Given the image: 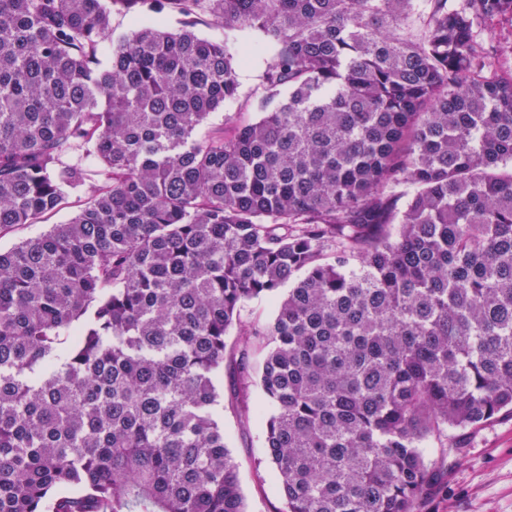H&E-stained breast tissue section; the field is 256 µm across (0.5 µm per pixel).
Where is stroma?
Returning a JSON list of instances; mask_svg holds the SVG:
<instances>
[{
  "mask_svg": "<svg viewBox=\"0 0 512 512\" xmlns=\"http://www.w3.org/2000/svg\"><path fill=\"white\" fill-rule=\"evenodd\" d=\"M238 81V99L211 114L207 128L222 126L228 113L244 121L254 118L252 101L262 85L259 63L241 66ZM224 433L239 465L250 512H280L277 472L261 447L259 428L241 427L237 411L228 405ZM448 440L455 444V451H445L436 442L425 450L427 461L440 470L446 487L422 512H512V414L501 413L472 431L449 430Z\"/></svg>",
  "mask_w": 512,
  "mask_h": 512,
  "instance_id": "1",
  "label": "stroma"
}]
</instances>
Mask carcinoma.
Wrapping results in <instances>:
<instances>
[{"label":"carcinoma","mask_w":512,"mask_h":512,"mask_svg":"<svg viewBox=\"0 0 512 512\" xmlns=\"http://www.w3.org/2000/svg\"><path fill=\"white\" fill-rule=\"evenodd\" d=\"M164 2L0 0V234L88 189L0 250V512H248L233 332L282 512H420L512 412V0ZM238 81L240 84L239 98L224 106V109L215 111L207 122L198 130V136H204L210 129L224 125V114L236 115L240 120H251L255 117L252 101L255 95L261 91L262 67L258 61H249L238 69ZM82 200H84L83 194L81 195V198L71 196L60 211L45 215L39 220L37 224H24L18 226L10 235L0 237V249L8 250L14 244L22 240L36 237L45 232L49 228L50 224H60L67 221L79 211L81 208ZM274 315V307L266 299L254 300L242 311V321L245 324L262 325Z\"/></svg>","instance_id":"obj_1"}]
</instances>
